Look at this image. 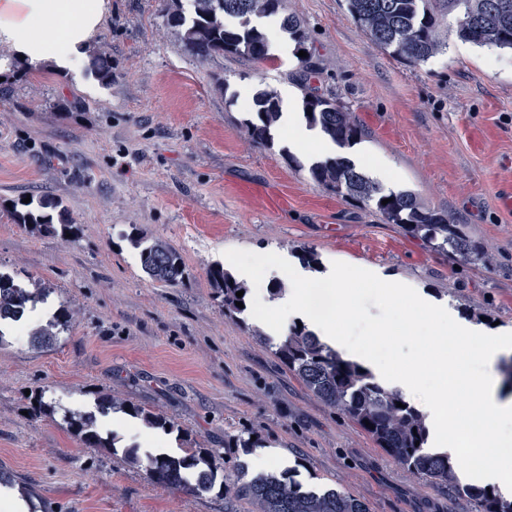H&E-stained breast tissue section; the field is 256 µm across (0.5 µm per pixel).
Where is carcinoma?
<instances>
[{
    "instance_id": "carcinoma-1",
    "label": "carcinoma",
    "mask_w": 512,
    "mask_h": 512,
    "mask_svg": "<svg viewBox=\"0 0 512 512\" xmlns=\"http://www.w3.org/2000/svg\"><path fill=\"white\" fill-rule=\"evenodd\" d=\"M193 12L186 15L181 0H161L167 25L181 33L183 50L204 63L217 56L235 55L269 59L266 34L252 26V17L276 15L284 10V0H192ZM499 0H346L347 11L370 40L391 57L420 65L442 53L446 44L439 34L440 19L457 13L456 35L477 46L512 51V10L503 12ZM288 32L307 56L300 58L303 68L313 70L312 53L300 21L291 14L281 18ZM87 69L103 83L112 82V60L99 49L88 51ZM308 120L341 145H351L363 136L360 125L336 99L311 91L303 99ZM257 120L244 123L247 138L267 146L272 127L280 117L279 99L269 91L260 92L247 105ZM310 179L337 195L374 205L388 224H397L406 233L433 249L448 250L463 261H485L481 247L454 224L448 214L425 206L410 192H384L343 157L330 158L309 168ZM387 204H382L383 200ZM18 224L38 227L48 233L66 236L76 233L68 223L66 209L49 212L25 209L14 213ZM142 269L153 281L176 285L184 275L182 258L173 248L158 241L150 244L137 239ZM210 278L224 295V311L235 314L246 302L236 292H249L221 266L210 270ZM37 297L15 287L14 280L0 273V322L19 321L20 307L35 303ZM69 309L62 305L50 320L51 329L38 334L37 344L51 343L68 331ZM275 354L295 373L319 400L351 418L401 465L431 479L439 487L453 486L461 495L476 500L479 512H512V499L495 489L476 483L457 481L448 455L426 448L427 427L424 414L403 397L379 384L362 364L341 357L306 327L292 325L288 334L275 344ZM404 407L397 406V403ZM373 427L366 426V423ZM69 428L91 448L112 449V442L96 429L94 414H71ZM166 463V470L152 475L158 482L193 493L208 492L215 482L213 468L198 453L183 457L159 454L147 458V466ZM233 473L224 490L247 501L252 512H369L359 497L336 488L303 489L287 470L248 477V463L236 454L224 462Z\"/></svg>"
}]
</instances>
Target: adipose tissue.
Here are the masks:
<instances>
[{
    "label": "adipose tissue",
    "instance_id": "1",
    "mask_svg": "<svg viewBox=\"0 0 512 512\" xmlns=\"http://www.w3.org/2000/svg\"><path fill=\"white\" fill-rule=\"evenodd\" d=\"M108 8V0H0V45L7 46L12 59H24L34 67L49 62L63 73L80 71L86 62L84 49L98 32ZM281 99L279 125L289 149L305 152L312 163L344 154L356 165H364L365 150L341 149L320 127L308 122L293 86L283 87ZM274 269L289 278L293 286L268 311L270 321L296 318L305 322L338 353L361 363L387 387L410 400L417 391L418 372L395 371L371 353L369 340L379 335L378 325L370 326L367 340L353 341L337 329L335 317L320 318L310 313L308 291L316 283L327 286L340 312H359L360 292L364 289L373 292L383 307H409L410 322L422 324L432 338L426 366L435 374L437 384L422 404L430 447L461 446L469 458L482 454L503 458L504 466L488 472L486 480L502 494H512V467L506 464L512 458V435H496L491 425L496 418L512 427V397H501L495 370L502 358L512 355L511 334L461 322L448 302L430 299L418 288L378 273L348 268L332 260L314 275L284 255ZM457 349L466 353L469 369L457 363L453 355ZM452 386L473 397V406L467 412L449 408L448 389Z\"/></svg>",
    "mask_w": 512,
    "mask_h": 512
}]
</instances>
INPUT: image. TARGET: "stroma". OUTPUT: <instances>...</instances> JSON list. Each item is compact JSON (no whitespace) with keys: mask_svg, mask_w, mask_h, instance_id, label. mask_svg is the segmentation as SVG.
Returning <instances> with one entry per match:
<instances>
[{"mask_svg":"<svg viewBox=\"0 0 512 512\" xmlns=\"http://www.w3.org/2000/svg\"><path fill=\"white\" fill-rule=\"evenodd\" d=\"M285 9L308 36L305 80L296 59L197 63L158 0H110L92 39L112 60L110 84L45 64L0 93V272L47 289L49 308L72 314L49 347L0 326V469L43 512H224V441L250 437V467L266 457L304 486L352 493L369 512L478 510L316 398L256 338L263 321L225 314L209 271L229 254L310 250L412 282L462 319L512 329V211L501 203L512 188V52L460 51L451 14L440 25L446 50L415 67L378 48L345 0H285ZM303 82L349 109L398 189L465 225L485 262L426 246L373 206L315 184L301 153L242 133L246 99ZM26 198L62 203L75 235L15 223ZM133 234L179 252L183 284L152 281ZM101 395L167 426L100 415L115 448L88 447L64 414L92 411ZM199 451L217 468L199 495L152 480L143 464Z\"/></svg>","mask_w":512,"mask_h":512,"instance_id":"stroma-1","label":"stroma"}]
</instances>
